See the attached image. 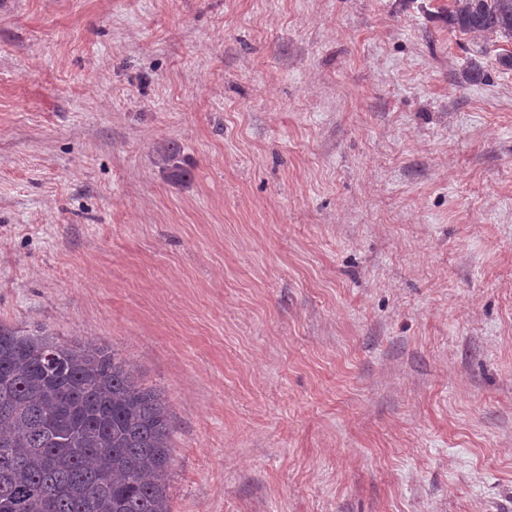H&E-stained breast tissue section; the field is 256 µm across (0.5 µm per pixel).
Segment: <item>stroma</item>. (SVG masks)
<instances>
[{
	"mask_svg": "<svg viewBox=\"0 0 512 512\" xmlns=\"http://www.w3.org/2000/svg\"><path fill=\"white\" fill-rule=\"evenodd\" d=\"M447 7L0 0V325L163 391L171 512H512V70ZM159 163L161 164V168L166 170L174 179L181 178L185 174L180 157V150L175 145L168 146L165 150L160 152Z\"/></svg>",
	"mask_w": 512,
	"mask_h": 512,
	"instance_id": "stroma-1",
	"label": "stroma"
}]
</instances>
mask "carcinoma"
<instances>
[{
  "label": "carcinoma",
  "instance_id": "cac0c4a2",
  "mask_svg": "<svg viewBox=\"0 0 512 512\" xmlns=\"http://www.w3.org/2000/svg\"><path fill=\"white\" fill-rule=\"evenodd\" d=\"M448 28L512 41V0H449ZM161 168L184 176L180 150ZM172 427L159 390L108 348L0 326V512H171Z\"/></svg>",
  "mask_w": 512,
  "mask_h": 512
}]
</instances>
